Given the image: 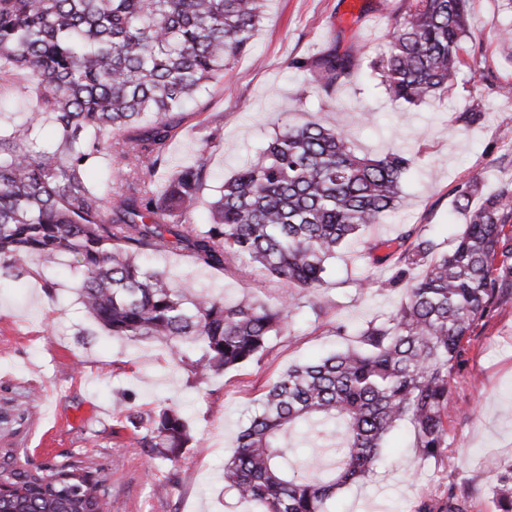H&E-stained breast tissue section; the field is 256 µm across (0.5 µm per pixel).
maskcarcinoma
<instances>
[{
  "instance_id": "cac0c4a2",
  "label": "carcinoma",
  "mask_w": 512,
  "mask_h": 512,
  "mask_svg": "<svg viewBox=\"0 0 512 512\" xmlns=\"http://www.w3.org/2000/svg\"><path fill=\"white\" fill-rule=\"evenodd\" d=\"M403 2L372 72L395 102L440 98L464 64L470 0ZM263 12V0H0V75L30 74L38 105L22 123L0 119V277L39 275L35 256L72 259L80 303L95 322L115 337L165 344L198 378L268 351L288 327L293 293L275 306L228 303L139 257L178 247L201 267L254 265L315 292L336 251L397 208L412 159L360 157L341 129L288 125L224 181L211 203L213 223H173L198 203L205 151L161 185L154 176L168 165L185 109L250 48ZM291 66L311 72L309 88L328 95L357 73L360 49L331 45ZM482 117L474 98L454 121L469 127ZM46 121L58 128L51 143L39 137ZM103 156L114 171L93 188L83 174ZM454 203L466 224L451 249L438 252L413 229L386 242L381 260L396 271L381 287L407 283L391 317L362 326L356 346L290 366L266 384L224 462L225 486L259 512H325L338 490L373 470L385 437L403 421L422 456L448 448L449 384L464 342L512 300V187L484 194L475 174ZM418 266L423 274L406 281ZM120 413L138 447L162 462L193 440L171 406ZM336 422L343 426L336 467L326 478L299 473L288 433L301 424L321 433ZM0 458V512H109L94 472L75 462L33 469L9 450ZM492 470L499 510L512 512V468ZM420 512L467 507L450 496Z\"/></svg>"
}]
</instances>
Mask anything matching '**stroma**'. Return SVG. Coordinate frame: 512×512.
<instances>
[{"instance_id": "stroma-1", "label": "stroma", "mask_w": 512, "mask_h": 512, "mask_svg": "<svg viewBox=\"0 0 512 512\" xmlns=\"http://www.w3.org/2000/svg\"><path fill=\"white\" fill-rule=\"evenodd\" d=\"M347 2L268 0L251 48L186 109L183 131L168 150L173 167L201 152L207 157L199 205L181 221L211 223V202L239 165L282 125L314 121L348 131L359 154L402 149L412 155L399 213L367 227L364 243L337 252L326 284L302 294L287 330L259 361L204 380L173 363L165 346L108 334L80 304L68 263L33 258L41 277L0 279V448L33 464L66 455L91 460L112 512H258L225 488L223 472L265 382L354 344L357 328L388 318L405 297L404 288L385 287L390 266L374 262L369 245L413 228L450 246L463 224L453 206L457 188L476 171L485 190L512 183V152L503 137L512 131V95L492 89L512 83V42L500 38L512 32V7L505 0H473L463 67L468 84L412 106L391 101L370 68L403 0H361L356 16L348 14ZM333 43L359 47L363 66L319 96L307 89L308 73L291 62ZM479 96L487 101L483 119L468 128L456 124L454 113ZM204 113L220 118L221 135L210 145L199 125ZM144 262L228 301L247 295L274 304L286 290L249 266L233 273L198 267L175 247ZM340 324L347 328L342 336ZM120 397L134 411L175 405L194 447L182 449L175 462L157 464L132 446L130 431L113 434ZM450 398L443 458L422 457L411 426L402 425L386 439L374 473L340 490L327 512H418L422 502L451 494L466 499L469 512H499L493 471L512 466V302L495 307L466 342Z\"/></svg>"}]
</instances>
